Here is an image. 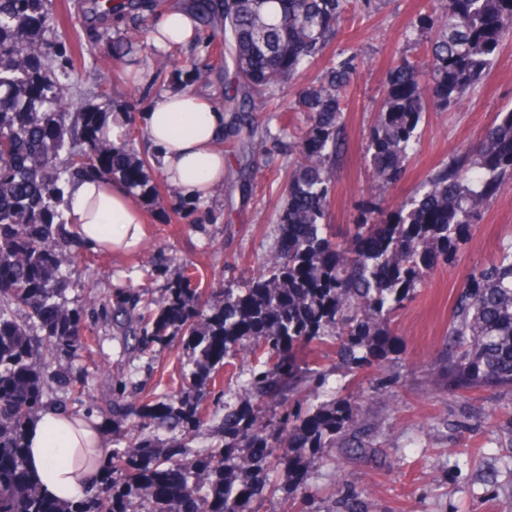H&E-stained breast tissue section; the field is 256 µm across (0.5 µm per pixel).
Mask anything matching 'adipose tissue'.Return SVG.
I'll return each mask as SVG.
<instances>
[{"label":"adipose tissue","mask_w":512,"mask_h":512,"mask_svg":"<svg viewBox=\"0 0 512 512\" xmlns=\"http://www.w3.org/2000/svg\"><path fill=\"white\" fill-rule=\"evenodd\" d=\"M195 32L192 16L171 7L155 27L153 43L166 49L185 43ZM145 138L164 177L184 197L205 199L224 183V154L217 140L224 133V115L194 89L156 96L140 116ZM67 214L83 239L103 251L138 246L144 237L145 213L128 188L104 178L80 181L67 195ZM103 446V435L82 418L48 407L32 423L28 437L30 468L39 488L60 501L76 499L94 478V470L75 472L76 448Z\"/></svg>","instance_id":"adipose-tissue-1"}]
</instances>
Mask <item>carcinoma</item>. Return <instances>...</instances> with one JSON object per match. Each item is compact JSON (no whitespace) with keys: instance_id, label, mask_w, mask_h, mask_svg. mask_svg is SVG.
Segmentation results:
<instances>
[{"instance_id":"obj_1","label":"carcinoma","mask_w":512,"mask_h":512,"mask_svg":"<svg viewBox=\"0 0 512 512\" xmlns=\"http://www.w3.org/2000/svg\"><path fill=\"white\" fill-rule=\"evenodd\" d=\"M48 0H0V512H256L270 474L288 469L295 490L306 459L323 448H361L355 406L348 398L312 405L324 387L320 366L282 360L301 348H330L353 375L387 358L386 336L396 313L427 274L457 255L485 217L490 200L512 185V109L498 114L476 144L430 173L393 212L358 216L339 240L329 224L328 163L343 144V114L359 69L358 53L330 55L291 109L303 123L290 137L297 155L278 216L275 252L257 276L210 292L202 274L169 275L164 255L142 267V283L116 288L103 301L69 305L85 287L68 270V249L86 244L64 212L66 189L96 177L125 184L159 207L152 159L129 148L130 126L109 139L110 96L87 107L68 94L46 49L61 37ZM195 18L217 21L224 34V140L253 153L267 94L284 88L324 55L342 23L361 14L362 0H194ZM415 26L429 35L427 60L402 56L385 78V93L367 153L375 183L406 172L429 109L447 111L489 73L512 33V0H448L445 11L421 9ZM100 325L120 336L148 374L156 347L185 336L194 366L166 402L138 394L129 374L112 380V422L138 420L137 433L115 440L104 459L86 448L76 463L92 467L95 491L70 503L44 495L28 471L29 424L52 389L80 400L89 374L50 369L47 358L74 356L97 343ZM264 357L250 371L248 401H224L214 414L219 442L188 455L204 423L205 388L216 369L231 365L243 342ZM444 388L512 391V242L471 273L456 295L447 347L433 362ZM274 409L269 422L263 413ZM172 433L166 451L152 424Z\"/></svg>"}]
</instances>
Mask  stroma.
Masks as SVG:
<instances>
[{
    "mask_svg": "<svg viewBox=\"0 0 512 512\" xmlns=\"http://www.w3.org/2000/svg\"><path fill=\"white\" fill-rule=\"evenodd\" d=\"M85 0H52L50 9L63 33L50 52L57 72L88 86L102 81L114 107L139 122L152 99L175 87H192L211 102L224 94V78L212 71L208 81L196 77L199 64L214 62L222 37L201 28L197 38L168 53L152 41L166 8L182 0H144L131 16L114 17L107 29L89 26L82 14ZM425 0H370L366 12L345 23L333 41L336 52H358L359 77L344 113L345 146L332 173L334 195L330 222L346 236L360 208L386 211L410 196L431 171L448 163L477 140L497 113L512 106V36L506 37L489 75L454 110L426 113L419 141L406 174L398 182L376 187L366 162V145L382 101L391 61L400 54L420 55L424 48L413 24ZM124 39L127 53L113 57L112 45ZM151 71V81H138L133 69ZM233 169L256 167L252 193L225 179L195 212L178 214L181 194L171 192L165 210L147 208L146 238L138 251L113 255L79 250L74 267L93 284L94 295L137 278V269L159 254L197 265L208 288H225L256 276L274 251L277 217L293 157L287 149L261 156L227 155ZM512 241V189L489 203L485 218L453 261L436 267L425 284L395 318L387 360L368 369L365 381L323 359L329 389L355 393L360 420L379 424L373 446L325 448L307 474L308 512H332L341 490L357 493L364 512H512V392L488 390L464 396L440 391L432 361L448 338L453 299L471 272L492 260L502 244ZM158 372L149 388L156 398L169 395V381L190 366L193 354L183 336L158 348ZM73 365L87 367L89 383L83 399L94 406L93 417L112 442L126 426L112 424L104 411L112 405V377L125 363L118 341L78 352Z\"/></svg>",
    "mask_w": 512,
    "mask_h": 512,
    "instance_id": "35a3bbf8",
    "label": "stroma"
}]
</instances>
